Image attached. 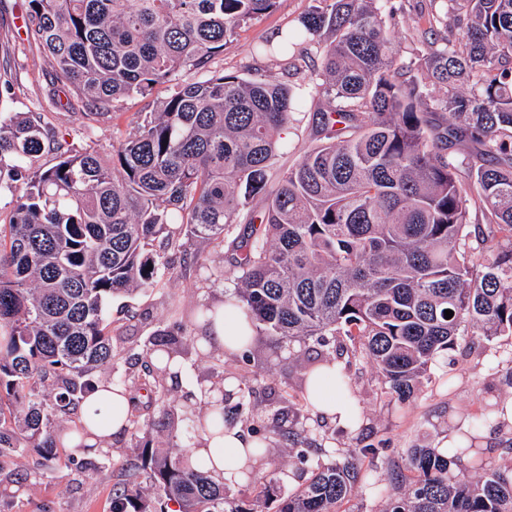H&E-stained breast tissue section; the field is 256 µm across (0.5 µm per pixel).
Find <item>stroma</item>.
I'll use <instances>...</instances> for the list:
<instances>
[{
	"label": "stroma",
	"instance_id": "stroma-1",
	"mask_svg": "<svg viewBox=\"0 0 512 512\" xmlns=\"http://www.w3.org/2000/svg\"><path fill=\"white\" fill-rule=\"evenodd\" d=\"M312 4L313 0H279L274 11L239 29L207 69L181 71L175 81L158 83L149 95L125 100L91 126L79 102L53 81L45 53L28 41V0H0V117L19 112L43 114L55 141L79 144L89 137L101 157L110 158L113 144L132 133L140 115L151 111L154 103L170 96L174 83L200 81L214 72L240 75L257 69L293 86L303 84L306 74H286L276 62L256 54L255 48L297 26ZM197 249L196 242L184 240L182 248L167 251L168 266L160 270L157 286L113 297L116 373L124 372L155 331H177L188 325L192 311L200 305L223 300L226 285L212 277L222 269V259H214L210 269L195 270L189 262ZM224 363L238 366L244 379L262 376L256 399L267 415L284 409L283 392L299 389L302 362L289 358L287 351L276 350L267 337H256L248 363L233 355L225 356ZM510 371L512 336L490 341L462 336L433 362L419 397L400 404L386 397L370 366L351 365L346 372L355 389L360 424L356 430L337 432L327 445L344 451L368 445L380 448V458L367 466L379 484L385 483L391 469L404 465L408 449L438 447L456 432H476L475 445L486 457L499 463L512 461V426L476 423L486 404L512 399V381L506 378ZM115 481L109 466L92 479L77 465L61 466L35 485L8 486L9 496L0 500V507L5 512H110Z\"/></svg>",
	"mask_w": 512,
	"mask_h": 512
}]
</instances>
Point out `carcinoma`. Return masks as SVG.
I'll return each mask as SVG.
<instances>
[{
  "label": "carcinoma",
  "instance_id": "cac0c4a2",
  "mask_svg": "<svg viewBox=\"0 0 512 512\" xmlns=\"http://www.w3.org/2000/svg\"><path fill=\"white\" fill-rule=\"evenodd\" d=\"M277 2L29 0L27 36L96 121L182 69L205 68ZM313 2L258 49L295 75L294 46L317 56L319 144L286 170L276 159L302 103L265 75L177 85L108 160L88 142L59 144L57 163L34 170L46 147L41 119H0V190L24 184L12 222L0 225V484L31 450L40 461L22 481L55 470L62 421L117 356L112 297L154 285L160 238L173 249L183 234L222 248L233 283L224 301L289 354L334 338L332 354L307 366L304 403L311 375L342 356L370 365L384 394L405 402L458 337L512 336V0H429L413 58L391 37L403 12L393 0ZM194 347L187 331L158 330L141 369L111 379L148 398L129 410L136 452L121 464L112 512H257L203 469L149 447L153 411L172 428L190 422L174 447L234 419L257 436L256 459L284 440L301 484L283 494L258 469L248 477L275 512H342L359 489H377L363 462L380 449L315 447L308 416L266 422L254 386L224 373L219 356L209 382L218 392L234 379L237 391L190 416L151 355L184 360ZM504 413L489 403L479 421L496 425ZM451 452L408 449L383 512H512V462L489 460L466 436Z\"/></svg>",
  "mask_w": 512,
  "mask_h": 512
}]
</instances>
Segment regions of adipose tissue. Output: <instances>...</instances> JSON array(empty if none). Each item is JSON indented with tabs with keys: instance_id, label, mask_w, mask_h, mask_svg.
Masks as SVG:
<instances>
[{
	"instance_id": "obj_1",
	"label": "adipose tissue",
	"mask_w": 512,
	"mask_h": 512,
	"mask_svg": "<svg viewBox=\"0 0 512 512\" xmlns=\"http://www.w3.org/2000/svg\"><path fill=\"white\" fill-rule=\"evenodd\" d=\"M217 311L213 324L202 328L198 338L199 348L204 351L219 348L228 354L241 352L243 338L250 333L247 320L241 314L229 313L222 304L218 305ZM310 402L315 411L336 419L342 426L346 425L355 409L352 400L338 393L336 383L331 378L315 383ZM128 403L127 396L118 394L116 386L105 381L81 404L77 422L86 428L82 440L86 452L107 450L109 445L125 437L126 424L120 410ZM253 445V439L237 429L224 431L220 436L203 434L197 437L187 463L193 468L205 467L217 483L235 486L243 480L241 469L247 463L244 451Z\"/></svg>"
}]
</instances>
